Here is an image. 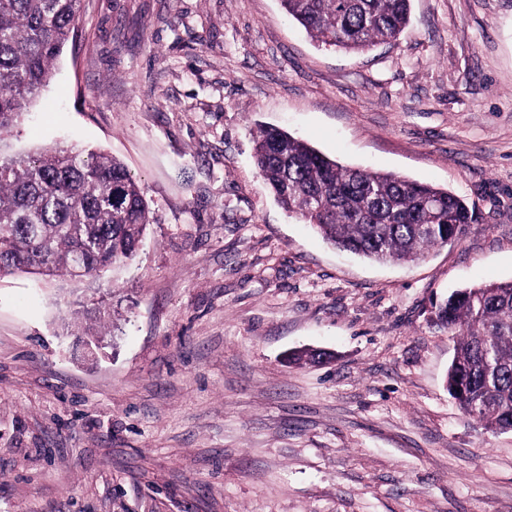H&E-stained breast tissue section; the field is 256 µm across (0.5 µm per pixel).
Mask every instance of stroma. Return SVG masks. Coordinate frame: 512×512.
<instances>
[{
    "mask_svg": "<svg viewBox=\"0 0 512 512\" xmlns=\"http://www.w3.org/2000/svg\"><path fill=\"white\" fill-rule=\"evenodd\" d=\"M78 29L0 153L108 151L150 222L118 271L0 277V512H512V432L460 411L430 320L512 280V0H412L361 54L280 0H81ZM262 126L478 220L418 261L340 251L255 169Z\"/></svg>",
    "mask_w": 512,
    "mask_h": 512,
    "instance_id": "35a3bbf8",
    "label": "stroma"
}]
</instances>
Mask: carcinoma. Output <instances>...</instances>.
Here are the masks:
<instances>
[{
  "label": "carcinoma",
  "instance_id": "obj_1",
  "mask_svg": "<svg viewBox=\"0 0 512 512\" xmlns=\"http://www.w3.org/2000/svg\"><path fill=\"white\" fill-rule=\"evenodd\" d=\"M311 38L363 52L407 27L411 0H281ZM81 0H0V142L19 127L75 31ZM253 159L278 203L334 247L374 262L414 261L477 220L455 193L345 166L289 133L262 127ZM150 223L125 164L105 152L45 146L0 154V274L85 276L133 260ZM456 338L448 393L491 431H512V281L432 303Z\"/></svg>",
  "mask_w": 512,
  "mask_h": 512
}]
</instances>
